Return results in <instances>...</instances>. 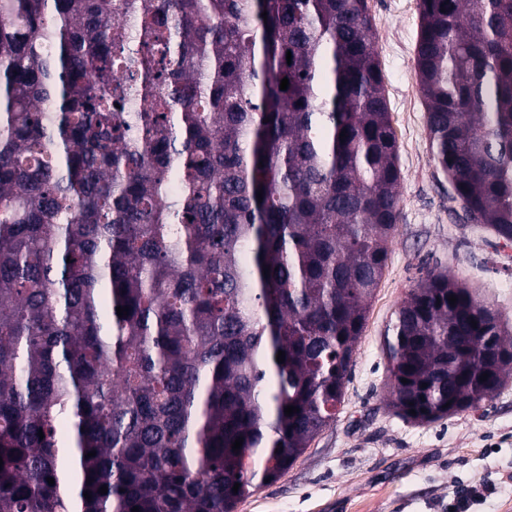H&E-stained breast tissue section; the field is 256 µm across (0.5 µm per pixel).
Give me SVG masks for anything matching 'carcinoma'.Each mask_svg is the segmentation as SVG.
<instances>
[{"label":"carcinoma","mask_w":512,"mask_h":512,"mask_svg":"<svg viewBox=\"0 0 512 512\" xmlns=\"http://www.w3.org/2000/svg\"><path fill=\"white\" fill-rule=\"evenodd\" d=\"M419 14L432 160L507 244L512 0ZM371 30L367 0H0V512H234L336 418L400 212ZM383 349L407 422L512 378L441 267Z\"/></svg>","instance_id":"cac0c4a2"}]
</instances>
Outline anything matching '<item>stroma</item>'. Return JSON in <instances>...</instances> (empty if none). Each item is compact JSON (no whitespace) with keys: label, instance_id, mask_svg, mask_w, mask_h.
<instances>
[{"label":"stroma","instance_id":"stroma-1","mask_svg":"<svg viewBox=\"0 0 512 512\" xmlns=\"http://www.w3.org/2000/svg\"><path fill=\"white\" fill-rule=\"evenodd\" d=\"M399 164L400 217L383 277L359 340L344 403L334 421L277 481L236 512H512V381L478 409L425 424L396 416L386 401L384 330L424 276L441 266L512 326V243L459 220V202L430 154L414 67L418 0H368Z\"/></svg>","mask_w":512,"mask_h":512}]
</instances>
